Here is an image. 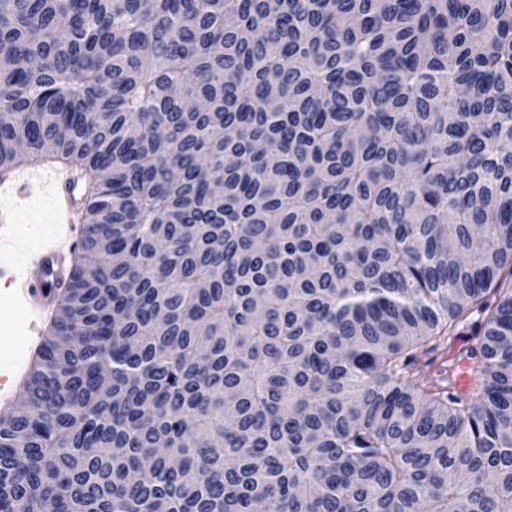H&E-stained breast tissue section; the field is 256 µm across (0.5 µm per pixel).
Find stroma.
<instances>
[{
    "instance_id": "35a3bbf8",
    "label": "stroma",
    "mask_w": 512,
    "mask_h": 512,
    "mask_svg": "<svg viewBox=\"0 0 512 512\" xmlns=\"http://www.w3.org/2000/svg\"><path fill=\"white\" fill-rule=\"evenodd\" d=\"M50 178L34 161L20 173L23 190H0V208L16 216L14 236L0 239V267L13 272L0 286V411L22 397L32 355L42 343L36 330L50 327L54 315L27 294L34 253L48 246L68 250L82 236L81 223H62L55 214L48 196Z\"/></svg>"
}]
</instances>
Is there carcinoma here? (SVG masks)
<instances>
[{
  "label": "carcinoma",
  "instance_id": "carcinoma-1",
  "mask_svg": "<svg viewBox=\"0 0 512 512\" xmlns=\"http://www.w3.org/2000/svg\"><path fill=\"white\" fill-rule=\"evenodd\" d=\"M41 158L91 197L0 512H512V0H0Z\"/></svg>",
  "mask_w": 512,
  "mask_h": 512
}]
</instances>
